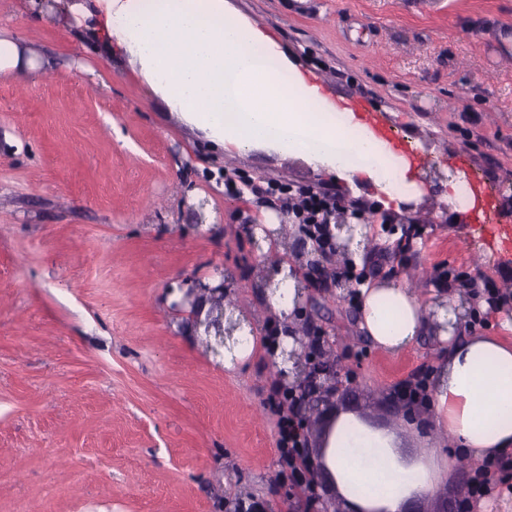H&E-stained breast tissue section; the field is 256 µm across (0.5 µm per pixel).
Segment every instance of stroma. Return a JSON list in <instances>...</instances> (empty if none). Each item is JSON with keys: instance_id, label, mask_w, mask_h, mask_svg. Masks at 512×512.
Masks as SVG:
<instances>
[{"instance_id": "obj_1", "label": "stroma", "mask_w": 512, "mask_h": 512, "mask_svg": "<svg viewBox=\"0 0 512 512\" xmlns=\"http://www.w3.org/2000/svg\"><path fill=\"white\" fill-rule=\"evenodd\" d=\"M276 44L329 100L360 98L432 162L410 170L415 193L388 201L375 183L315 170L257 147L225 153L151 92L123 55L104 57L73 32L0 0V29L54 62L50 76L0 73V512H322L289 497L280 476L271 357L225 368L213 337L176 310L195 275L223 269L240 316L277 328L249 280L245 224L264 212L293 223L281 200L227 193L225 177L324 188L371 220L377 281L430 276L498 298L471 321L501 335L512 317V255L476 210L454 203L466 155L493 189L512 183V0H224ZM306 313L326 333L351 384L344 409L392 431L405 461L449 460L420 512H457L462 472L429 405L393 409L398 384L431 377L433 337L395 356L359 327L350 300L311 292Z\"/></svg>"}]
</instances>
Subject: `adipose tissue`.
I'll use <instances>...</instances> for the list:
<instances>
[{
  "mask_svg": "<svg viewBox=\"0 0 512 512\" xmlns=\"http://www.w3.org/2000/svg\"><path fill=\"white\" fill-rule=\"evenodd\" d=\"M38 21L61 24L105 55H126L169 111L214 138L228 152L282 148L339 176L385 182L389 165L363 135L360 120L338 128L318 86L290 72L260 31L229 14L224 0H23ZM19 39L0 30V72L20 77L51 66ZM281 262L266 306L281 323L278 345L293 347L291 322L297 279ZM360 327L383 349L398 354L419 337L436 334L444 350L429 387L434 428L449 433L468 458L512 455V320L499 336L463 324L440 325L460 307L455 291L423 300L399 281L363 283L355 297ZM325 464L351 512H403L431 495L441 475L428 459L404 464L391 434L357 416L340 414L330 432Z\"/></svg>",
  "mask_w": 512,
  "mask_h": 512,
  "instance_id": "obj_1",
  "label": "adipose tissue"
}]
</instances>
